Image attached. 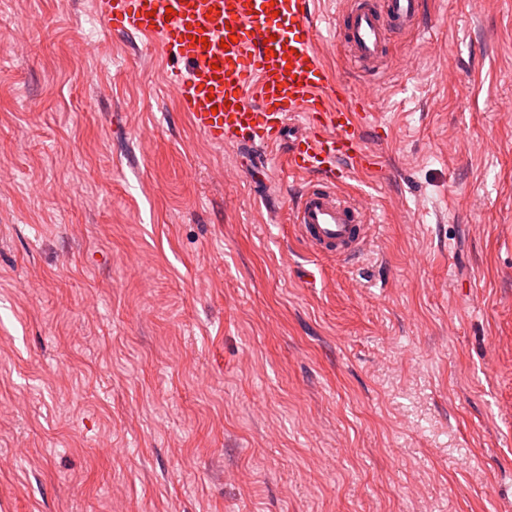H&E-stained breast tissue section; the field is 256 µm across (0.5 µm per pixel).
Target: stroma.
Here are the masks:
<instances>
[{"mask_svg":"<svg viewBox=\"0 0 512 512\" xmlns=\"http://www.w3.org/2000/svg\"><path fill=\"white\" fill-rule=\"evenodd\" d=\"M372 97L358 256L209 142L95 0H0V512H512V0H428Z\"/></svg>","mask_w":512,"mask_h":512,"instance_id":"1","label":"stroma"}]
</instances>
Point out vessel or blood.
Wrapping results in <instances>:
<instances>
[{"mask_svg":"<svg viewBox=\"0 0 512 512\" xmlns=\"http://www.w3.org/2000/svg\"><path fill=\"white\" fill-rule=\"evenodd\" d=\"M114 31L152 39L172 61L166 81L192 125L218 145L285 152L306 175L293 229L314 255L347 260L368 239L371 210L340 195L350 173L376 168L361 145L365 101L348 102L327 68L310 0H96ZM425 0H344L340 45L361 71L385 64L390 35L420 34Z\"/></svg>","mask_w":512,"mask_h":512,"instance_id":"b4317fda","label":"vessel or blood"}]
</instances>
